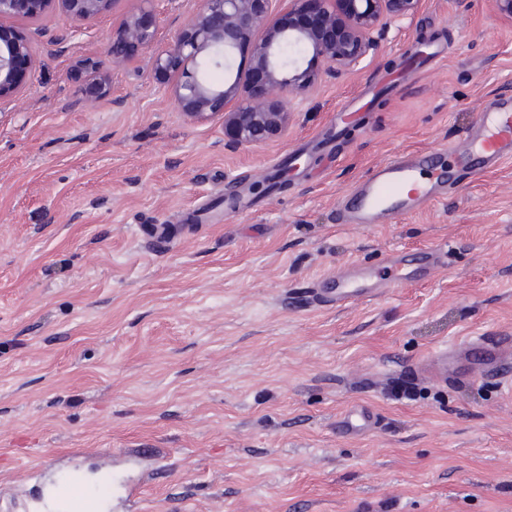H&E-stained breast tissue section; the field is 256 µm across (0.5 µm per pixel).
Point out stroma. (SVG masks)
I'll return each instance as SVG.
<instances>
[{
	"label": "stroma",
	"instance_id": "obj_1",
	"mask_svg": "<svg viewBox=\"0 0 512 512\" xmlns=\"http://www.w3.org/2000/svg\"><path fill=\"white\" fill-rule=\"evenodd\" d=\"M199 0H151L165 46ZM128 0L76 33L63 14L15 30L41 66L0 108V490L49 512L71 470L108 512H512V393L417 376L437 347L512 336V161L458 176L382 224L339 202L391 157L440 153L512 101V22L492 0H422L351 70L317 80L287 133L250 150L192 123L153 52L87 105ZM284 188L269 165L332 125ZM247 202L215 209L225 190ZM446 244L440 267L336 307L317 281ZM370 407L377 424L337 433ZM376 419L366 408L343 412L336 421V430L344 435H359L375 426Z\"/></svg>",
	"mask_w": 512,
	"mask_h": 512
}]
</instances>
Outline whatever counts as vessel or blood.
<instances>
[{
  "mask_svg": "<svg viewBox=\"0 0 512 512\" xmlns=\"http://www.w3.org/2000/svg\"><path fill=\"white\" fill-rule=\"evenodd\" d=\"M461 154L466 167L482 168L512 160V104L501 102L480 114L475 127L451 147ZM454 173L438 154L397 155L376 166L353 195L345 198L336 211L340 224H381L409 207L428 203L452 183ZM390 272L376 276L374 270L341 269L331 278L317 282L313 294L320 303L348 305L401 287L407 280L403 261L390 256ZM424 373L445 380L451 377L492 378L501 387L512 389V338L508 336L465 337L450 347L433 351L422 366ZM373 414L365 408L343 412L336 430L359 435L372 429ZM66 512H89V499L79 476L65 485Z\"/></svg>",
  "mask_w": 512,
  "mask_h": 512,
  "instance_id": "1",
  "label": "vessel or blood"
}]
</instances>
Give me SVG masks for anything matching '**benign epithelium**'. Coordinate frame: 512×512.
Segmentation results:
<instances>
[{
  "label": "benign epithelium",
  "instance_id": "obj_1",
  "mask_svg": "<svg viewBox=\"0 0 512 512\" xmlns=\"http://www.w3.org/2000/svg\"><path fill=\"white\" fill-rule=\"evenodd\" d=\"M115 0H0V105L14 100L40 65L32 42L3 25L11 19L38 22L64 14L80 30L108 13ZM106 47L105 62L86 60L83 88L97 100L110 84L112 67L155 40L149 0H131ZM199 10L167 47L154 53L159 77L179 73L170 87L175 109L190 122L218 118L228 144L249 150L283 136L296 105L317 74L302 67L312 53L329 65L354 68L374 44V34L410 19L421 0H200ZM253 41L245 75L211 80L228 70L235 51Z\"/></svg>",
  "mask_w": 512,
  "mask_h": 512
}]
</instances>
